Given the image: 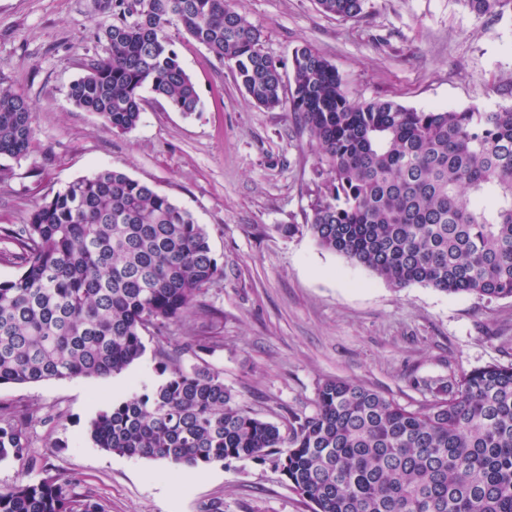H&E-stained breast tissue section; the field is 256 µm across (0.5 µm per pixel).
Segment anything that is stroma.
<instances>
[{"label":"stroma","instance_id":"stroma-1","mask_svg":"<svg viewBox=\"0 0 512 512\" xmlns=\"http://www.w3.org/2000/svg\"><path fill=\"white\" fill-rule=\"evenodd\" d=\"M263 31L265 52L290 64L309 46L336 66L353 99H392L416 109L512 105V12L489 19L462 0H367L342 21L315 0H238ZM98 0H0V87L32 108L28 154L0 177V226L24 223L46 195L102 168L125 172L190 211L209 235L221 275L195 328L144 336V354L106 378L0 385V404L25 406L32 479L77 480L106 512H312L275 456L171 471L159 460L97 448L87 435L100 411L131 384H162L160 349L180 367L219 371L237 402L288 430L313 415L318 386L353 380L415 410L442 382L512 364V298L487 301L417 284L394 287L320 248L304 224L321 181L317 147L297 114L249 102L234 72L203 45L168 35L200 98L185 116L145 94L135 129L115 134L68 97L85 61L105 55ZM213 339L195 348L196 331Z\"/></svg>","mask_w":512,"mask_h":512}]
</instances>
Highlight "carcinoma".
Returning <instances> with one entry per match:
<instances>
[{
  "label": "carcinoma",
  "instance_id": "cac0c4a2",
  "mask_svg": "<svg viewBox=\"0 0 512 512\" xmlns=\"http://www.w3.org/2000/svg\"><path fill=\"white\" fill-rule=\"evenodd\" d=\"M109 46L69 87L73 105L113 133L133 130L149 89L189 115L200 98L167 33L175 26L236 73L256 105L301 116L323 177L305 224L316 244L402 288L512 298V106L415 109L347 96L336 67L303 46L292 82L262 49L260 27L233 0H110ZM366 0H316L348 21ZM481 17L512 0H463ZM24 94L0 88V158L31 144ZM20 274L0 282V384L104 378L163 334L207 311L221 274L206 230L167 195L103 168L47 196L18 227H0ZM444 397L409 410L351 380L319 385L316 413L288 435L251 414L208 367L174 368L88 427L104 451L174 468L278 455L313 512H512V365L475 369ZM32 413L0 406V460L30 457ZM0 512H106L67 478L0 489Z\"/></svg>",
  "mask_w": 512,
  "mask_h": 512
}]
</instances>
